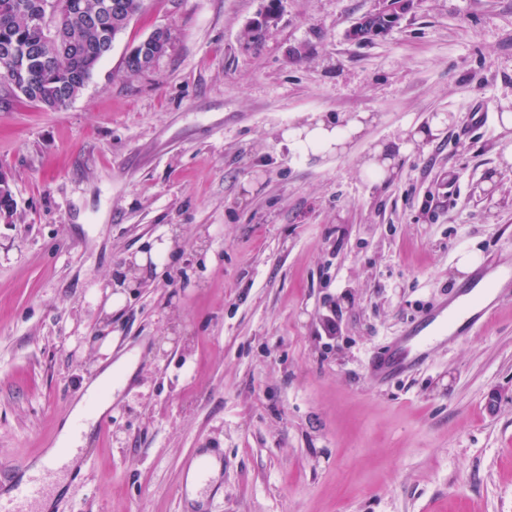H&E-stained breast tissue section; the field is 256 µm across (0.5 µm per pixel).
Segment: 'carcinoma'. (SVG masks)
Segmentation results:
<instances>
[{
    "label": "carcinoma",
    "mask_w": 512,
    "mask_h": 512,
    "mask_svg": "<svg viewBox=\"0 0 512 512\" xmlns=\"http://www.w3.org/2000/svg\"><path fill=\"white\" fill-rule=\"evenodd\" d=\"M51 2L49 24L32 23L37 7ZM71 0H0V48L22 42L30 47L31 63L19 77L14 96L47 109L65 107L64 97L78 95L84 82L104 58L105 30L93 18L105 0H81L87 21L72 22L67 5ZM123 15H112V28L122 32L143 7V0H125Z\"/></svg>",
    "instance_id": "cac0c4a2"
}]
</instances>
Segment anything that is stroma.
<instances>
[{
  "label": "stroma",
  "mask_w": 512,
  "mask_h": 512,
  "mask_svg": "<svg viewBox=\"0 0 512 512\" xmlns=\"http://www.w3.org/2000/svg\"><path fill=\"white\" fill-rule=\"evenodd\" d=\"M65 108L0 98V465L58 442L84 380L122 368L106 431L52 512H512V288L480 333L386 383L372 357L453 287L512 263V0H144ZM168 53L128 76L154 29ZM371 113L342 154L288 147ZM445 113L387 179L362 163ZM493 179V201L479 189ZM142 287L109 308L128 263ZM495 409H488L489 397ZM195 472L194 484L191 489L185 484L182 489V497L190 499L191 495L203 496L205 493H216L219 488L213 485L211 470L212 460L209 456L202 454L195 458L192 466Z\"/></svg>",
  "instance_id": "stroma-1"
}]
</instances>
